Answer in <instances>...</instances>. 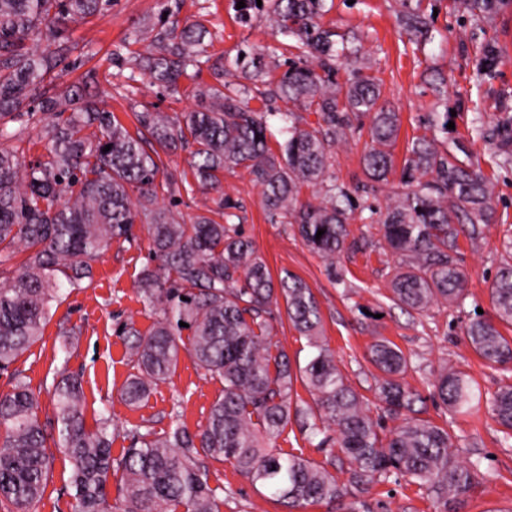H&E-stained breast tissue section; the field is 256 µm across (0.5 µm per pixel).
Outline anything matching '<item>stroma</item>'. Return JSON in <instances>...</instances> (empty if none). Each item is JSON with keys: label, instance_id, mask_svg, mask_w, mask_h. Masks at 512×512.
<instances>
[{"label": "stroma", "instance_id": "35a3bbf8", "mask_svg": "<svg viewBox=\"0 0 512 512\" xmlns=\"http://www.w3.org/2000/svg\"><path fill=\"white\" fill-rule=\"evenodd\" d=\"M174 7V20H200L210 31L209 57L200 72L181 78L177 92L148 85L146 79L129 82L127 66L111 57L115 45L126 43V36L143 22L156 20L162 6ZM438 14L430 24L431 39L422 49H414L398 19L396 0H326L325 26L352 36L361 55L372 64V72L382 81V99L401 118V130L394 148L396 166H403L408 139L425 134L431 113L451 108L454 129L439 134V141L463 142L478 159L494 183L498 214L506 224L492 225L486 238L476 244L461 240V259L468 272V298L464 309L434 306L421 317L394 304L388 273L400 257L385 243L380 225L353 220L351 234L362 247L343 253L335 264L312 253L295 227L273 224L267 219L262 196L249 173L242 168L225 173L221 179L224 194L236 203L233 221L250 238L264 258L273 278L285 273L300 277L312 289L321 310L323 342L336 357L347 382L369 407H376V369L367 351L377 337L396 343L410 356L414 367L406 383L425 396L423 418L447 425L456 437L460 456L480 461L481 473L474 488L451 512H512V446L501 444L499 427L487 404L468 413L451 414L432 398L431 382L443 364H453L467 372L483 392H494L499 372L489 369L468 345L464 327L475 311L491 315L490 287L500 264L501 240L505 225H512V169L500 170L489 161V147L472 139L468 128L473 105H480L487 124H495L500 104L512 108V9L500 15L491 33L505 45L496 79L478 84L476 49L464 36L470 21L451 0H433ZM72 49L57 70L60 84L87 82L89 93L101 108L111 111L127 127H134L133 114L149 107L169 115L190 111L195 106L192 91L198 82H212V68L227 64L239 50H262L274 45L275 36L260 15L248 22L238 18L235 0H112L103 15L74 26ZM448 79V101L440 103L426 81L431 71ZM366 133L348 132L336 148V177L347 186L364 178L361 164ZM166 172L182 179L185 188L177 196L160 195L159 203L189 218L202 212L204 196L189 192L193 181L184 151L163 156ZM135 241H113L93 264L89 287H63L54 302L52 317L44 335L29 351L0 374V394L9 392L16 379L27 381L39 392V418L49 431H56L52 383L57 373L79 374L86 401L87 428H94L100 414L110 415L117 429L113 455L129 447V431L168 433L176 424L197 432L206 422L210 408L222 394L224 385L205 376L188 352H181L177 370L170 379L152 383L147 400L136 406L124 404L120 391L138 369L128 355L126 336L120 327L134 322L147 331L155 316L140 302L136 281L151 264L150 240L145 227L135 224ZM74 329L69 351H62L60 327ZM275 449L302 456L329 466L339 482L347 486L346 502L358 512H441L442 507L417 486L404 481H384L353 485L347 470L334 462L337 449L320 447L296 421H289L274 441ZM47 487L33 512H74V491L70 486L71 465L61 449L51 448ZM208 483L220 503V512H333L326 504L289 508L270 501L264 489L254 487L222 457L201 455Z\"/></svg>", "mask_w": 512, "mask_h": 512}]
</instances>
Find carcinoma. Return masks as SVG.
<instances>
[{"label":"carcinoma","mask_w":512,"mask_h":512,"mask_svg":"<svg viewBox=\"0 0 512 512\" xmlns=\"http://www.w3.org/2000/svg\"><path fill=\"white\" fill-rule=\"evenodd\" d=\"M246 2L282 37L277 46L235 59V70L247 83H226L224 71L217 70L216 83L196 88L195 109L175 117L136 112L140 129L134 133L98 109L80 85L55 87L40 102L47 159L27 165L8 144L15 137L8 125L35 117L25 101L52 84L72 26L107 10L112 0H0V267L15 257V246L29 251L13 283L0 288V371L41 340L62 282L76 287L93 280L92 262L112 240L134 239L133 224L140 222L147 226L157 266L141 273L137 293L156 319L145 332L132 322L122 325L140 370L123 386L122 399L139 403L147 398L149 383L174 375L183 347L200 369L224 384L198 433L177 426L155 438L141 434L114 457L111 418L102 414L95 428H87L78 378L62 374L53 382L55 441L39 419L37 395L28 383L16 381L0 396V504L10 512H31L44 494L51 443L64 450L72 466L75 512H219L201 451L224 457L280 504L333 505L346 494L336 476L301 456L269 448L292 417L311 436L333 428V445L346 458L353 484L394 476L426 489L445 507L463 499L474 484L480 463L461 461L448 428L419 417L417 405L424 398L405 383L412 362L395 343L380 338L369 349L379 371L380 410L400 420L382 437L380 422L322 342L321 312L311 288L293 275L274 285L253 242L227 223L232 204L220 195L212 199L214 207L188 222L157 205L159 189L170 192L176 184L171 174L158 180L163 154L188 151L196 190L205 196L220 188V174L243 167L261 188L270 221L297 225L313 253L334 264L357 248L349 229L357 209L359 219L380 225L388 247L404 257L389 272L397 305L419 315L437 303L464 307L468 274L459 237L476 243L494 223L489 178L463 143L441 149L434 136H414L400 177L407 191L383 209L368 204L367 197L395 172L400 129L399 113L381 102L380 79L367 73L371 66L346 38L322 24L325 0H262L260 7L257 0ZM422 2L400 0L399 15L408 30L425 37L429 23ZM453 2L483 35L475 77L489 83L503 48L486 26L512 8V0ZM145 34L151 35L150 49L129 60L133 81L139 75L174 90L207 52L208 31L201 22L180 27L165 21L130 32L112 50L113 58L121 59L122 48ZM345 59L353 68L341 84L336 73ZM280 68V77L270 80ZM255 90L267 101L292 105L280 113L286 137L277 153L267 144L268 113L249 106ZM500 111L491 130L484 115L474 113L471 134L490 142L494 164L507 170L512 116L505 104ZM306 112L317 121H308ZM361 118L369 120L368 127L354 126ZM354 128L367 129L369 142L362 155L365 180L351 190L336 180L333 168L336 144ZM305 188L317 202L300 201ZM320 229L325 233L318 239ZM490 294L493 316L470 319L465 336L488 367L508 374L486 398L506 444L512 442V336L503 335L501 327H512V229ZM281 301L294 330L314 349L303 366H292L272 341L274 308ZM297 380L312 402L293 399ZM432 387L452 412L467 411L482 397L468 374L446 365ZM114 472L121 473V484L112 503L107 482Z\"/></svg>","instance_id":"cac0c4a2"}]
</instances>
